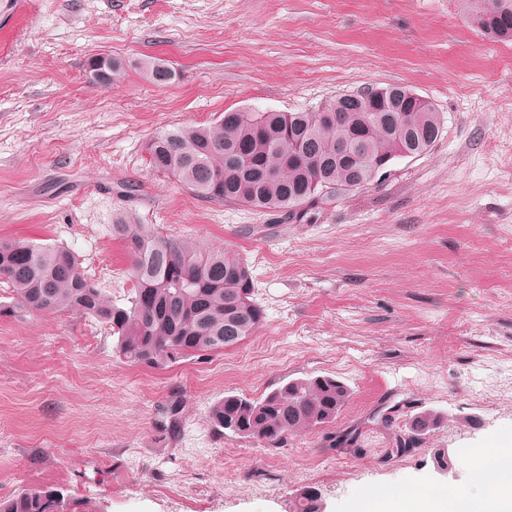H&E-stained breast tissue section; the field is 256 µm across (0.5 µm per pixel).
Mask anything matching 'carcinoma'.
Wrapping results in <instances>:
<instances>
[{
  "instance_id": "cac0c4a2",
  "label": "carcinoma",
  "mask_w": 512,
  "mask_h": 512,
  "mask_svg": "<svg viewBox=\"0 0 512 512\" xmlns=\"http://www.w3.org/2000/svg\"><path fill=\"white\" fill-rule=\"evenodd\" d=\"M466 4L480 29L512 41V0ZM142 72L157 86L175 77L160 60L144 64ZM440 131L432 105L389 85L340 94L314 112L228 111L212 125L163 132L148 150L156 171L203 198L279 212L291 221L338 191L374 182L372 165L388 168L399 157L427 152ZM112 237L123 241L136 282L125 306L79 271L68 248L25 239L0 241V283L27 312L75 311L96 319L117 336L120 359L155 369L233 347L263 322L249 267L235 254L160 235L126 217L112 225ZM348 398L333 377L295 379L256 400L226 395L213 405L211 419L219 429L274 445L334 422ZM439 421L424 413L410 421V430L419 436ZM59 495L57 489L22 492L0 500V512H54ZM320 509V495L310 488L295 512Z\"/></svg>"
}]
</instances>
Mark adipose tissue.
Returning a JSON list of instances; mask_svg holds the SVG:
<instances>
[{"mask_svg": "<svg viewBox=\"0 0 512 512\" xmlns=\"http://www.w3.org/2000/svg\"><path fill=\"white\" fill-rule=\"evenodd\" d=\"M476 494L421 485L380 489L355 512H512V448H476L469 456Z\"/></svg>", "mask_w": 512, "mask_h": 512, "instance_id": "adipose-tissue-1", "label": "adipose tissue"}]
</instances>
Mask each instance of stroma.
<instances>
[{
    "mask_svg": "<svg viewBox=\"0 0 512 512\" xmlns=\"http://www.w3.org/2000/svg\"><path fill=\"white\" fill-rule=\"evenodd\" d=\"M99 54L127 63L112 86L88 76ZM149 58L174 68L170 84L142 76ZM393 84L440 112L437 141L297 223L150 165V140L175 127ZM122 211L239 254L264 322L236 347L132 367L105 325L20 310L0 288V499L57 489L73 512H292L314 487L322 512H352L384 487L476 493L469 450L512 443V43L478 30L463 0H0V239L118 272L103 292L123 304ZM309 376L349 389L335 422L270 446L211 421L224 395ZM429 410L444 421L389 457ZM346 436L353 448L335 447Z\"/></svg>",
    "mask_w": 512,
    "mask_h": 512,
    "instance_id": "35a3bbf8",
    "label": "stroma"
}]
</instances>
